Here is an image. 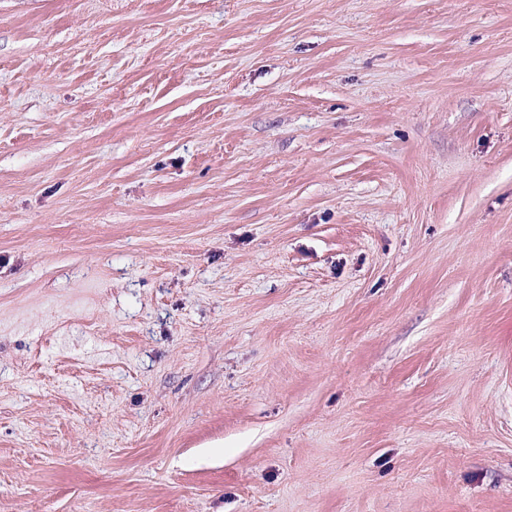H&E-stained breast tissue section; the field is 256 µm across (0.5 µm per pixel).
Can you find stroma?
<instances>
[{
	"mask_svg": "<svg viewBox=\"0 0 512 512\" xmlns=\"http://www.w3.org/2000/svg\"><path fill=\"white\" fill-rule=\"evenodd\" d=\"M0 512H512V0H0Z\"/></svg>",
	"mask_w": 512,
	"mask_h": 512,
	"instance_id": "35a3bbf8",
	"label": "stroma"
}]
</instances>
